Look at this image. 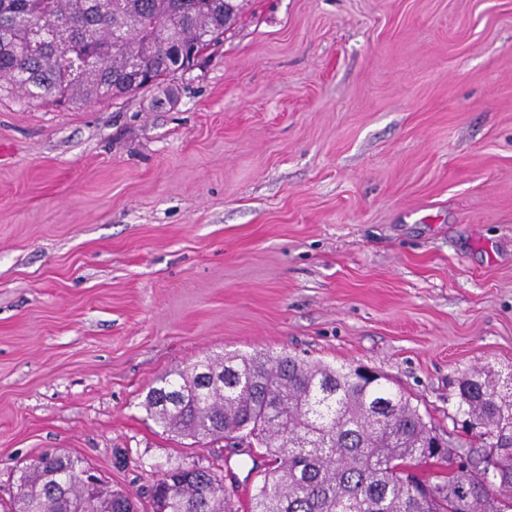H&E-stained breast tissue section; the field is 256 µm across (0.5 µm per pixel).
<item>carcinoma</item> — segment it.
<instances>
[{"label": "carcinoma", "instance_id": "1", "mask_svg": "<svg viewBox=\"0 0 512 512\" xmlns=\"http://www.w3.org/2000/svg\"><path fill=\"white\" fill-rule=\"evenodd\" d=\"M0 0V81L22 98L70 102L131 92L128 61L159 84L172 74L167 47L202 51L217 42L238 6L224 0ZM48 22L51 37L71 47H29L24 16ZM480 370L458 384L456 414L500 440L489 452L456 453L431 418L384 377L357 376L350 366L309 363L256 352L206 357L159 379L144 407L165 431L197 444L220 439L265 449L278 465L260 472L249 512H502L497 491L512 485V380ZM460 458L448 480L423 483L403 465ZM88 468L79 456L43 454L17 469V492L4 512L28 501L36 512H136L123 491L104 481L71 498L60 484ZM155 512H237L224 496L218 467L156 470Z\"/></svg>", "mask_w": 512, "mask_h": 512}]
</instances>
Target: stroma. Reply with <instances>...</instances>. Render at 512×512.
<instances>
[{
    "label": "stroma",
    "mask_w": 512,
    "mask_h": 512,
    "mask_svg": "<svg viewBox=\"0 0 512 512\" xmlns=\"http://www.w3.org/2000/svg\"><path fill=\"white\" fill-rule=\"evenodd\" d=\"M363 365L455 419L512 366V0H245L199 66L66 107L0 91V498L84 458L152 512L188 445L148 389L207 355Z\"/></svg>",
    "instance_id": "obj_1"
}]
</instances>
